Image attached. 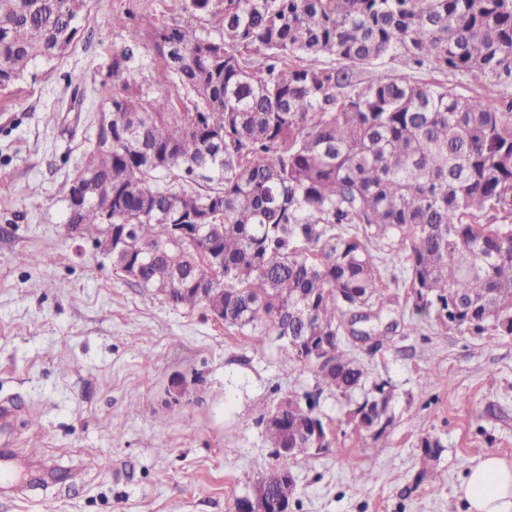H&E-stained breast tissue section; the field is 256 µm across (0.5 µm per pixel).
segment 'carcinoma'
I'll return each mask as SVG.
<instances>
[{
	"label": "carcinoma",
	"instance_id": "obj_1",
	"mask_svg": "<svg viewBox=\"0 0 512 512\" xmlns=\"http://www.w3.org/2000/svg\"><path fill=\"white\" fill-rule=\"evenodd\" d=\"M143 37L156 85L113 54L95 140L70 177L88 189L66 220L115 272L175 307L240 332L263 327L348 422L378 438L393 392L345 348L374 333L377 257L345 224L406 244L415 308L462 333L512 335V97L502 112L445 84L375 70L385 60L512 88V0H182ZM86 0H0V89L78 38ZM328 57L332 63L322 62ZM160 244L138 275L139 248ZM214 274L211 289L198 293ZM270 448H295L252 495L288 510L290 464L330 428L313 395L289 393Z\"/></svg>",
	"mask_w": 512,
	"mask_h": 512
}]
</instances>
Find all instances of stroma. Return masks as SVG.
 <instances>
[{
	"instance_id": "1",
	"label": "stroma",
	"mask_w": 512,
	"mask_h": 512,
	"mask_svg": "<svg viewBox=\"0 0 512 512\" xmlns=\"http://www.w3.org/2000/svg\"><path fill=\"white\" fill-rule=\"evenodd\" d=\"M181 0H87L83 38L0 91V449L12 459L0 512H235L276 460L253 420L280 395L317 394L330 447L292 463L290 512H467L459 487L485 454L512 462V336L464 334L418 312L392 235L368 239L382 266L377 351L348 342L373 380L393 388L391 426L364 437L345 400L317 391L257 328H224L202 308L177 309L115 273L93 241L66 231L64 185L95 132L114 53L138 45L136 84L153 90L144 29L174 23ZM129 16L115 27L111 17ZM389 74L447 84L505 107L512 92L428 68ZM49 253L35 267L27 259ZM188 383L170 403L174 376ZM444 444L426 461L421 441ZM432 468L435 484L421 475ZM372 472L369 483L355 479Z\"/></svg>"
}]
</instances>
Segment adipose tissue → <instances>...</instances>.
Listing matches in <instances>:
<instances>
[{"label": "adipose tissue", "instance_id": "ef3b65f1", "mask_svg": "<svg viewBox=\"0 0 512 512\" xmlns=\"http://www.w3.org/2000/svg\"><path fill=\"white\" fill-rule=\"evenodd\" d=\"M460 492L468 512H512V464L486 455L470 469Z\"/></svg>", "mask_w": 512, "mask_h": 512}]
</instances>
